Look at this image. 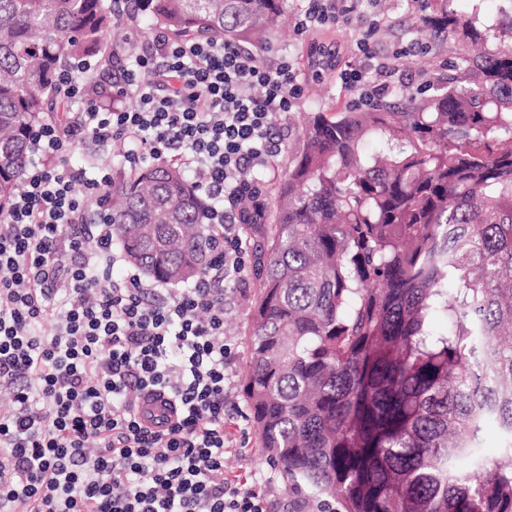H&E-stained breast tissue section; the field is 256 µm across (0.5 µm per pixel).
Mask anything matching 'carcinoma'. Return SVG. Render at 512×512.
<instances>
[{"instance_id":"carcinoma-1","label":"carcinoma","mask_w":512,"mask_h":512,"mask_svg":"<svg viewBox=\"0 0 512 512\" xmlns=\"http://www.w3.org/2000/svg\"><path fill=\"white\" fill-rule=\"evenodd\" d=\"M135 2L141 27L177 40L253 43L284 13V0ZM453 2L420 18L431 48L481 51L430 96L398 87L368 110L304 113L275 200L242 225L259 237L242 392L262 455L341 512H512V42L488 44ZM120 25L106 0H0V213L31 132L73 112L59 72L114 66ZM337 65L336 46L312 41V81ZM121 155L113 241L153 280L197 279L215 234L189 175Z\"/></svg>"}]
</instances>
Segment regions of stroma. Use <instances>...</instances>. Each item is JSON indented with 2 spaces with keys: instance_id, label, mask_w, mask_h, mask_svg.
Masks as SVG:
<instances>
[{
  "instance_id": "35a3bbf8",
  "label": "stroma",
  "mask_w": 512,
  "mask_h": 512,
  "mask_svg": "<svg viewBox=\"0 0 512 512\" xmlns=\"http://www.w3.org/2000/svg\"><path fill=\"white\" fill-rule=\"evenodd\" d=\"M429 7L428 0H379L377 8L389 21L376 36L379 49L399 41L426 44L428 38L419 32L418 20ZM454 7L492 37L512 39V0H456ZM315 101L328 108L349 104L351 97L332 78L319 85L306 84L296 110L274 114L275 125L284 127L296 122L298 113L309 111ZM243 278L241 287L229 289L224 296V342L230 350L224 362L227 376L224 432L230 442L224 451V475L248 487H261L268 512H336L335 501L321 502L311 486L283 478L277 469L260 459L256 428L242 395V376L248 362V329L257 287L251 272H244Z\"/></svg>"
}]
</instances>
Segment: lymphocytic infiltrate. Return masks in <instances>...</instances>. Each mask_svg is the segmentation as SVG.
Instances as JSON below:
<instances>
[{"label":"lymphocytic infiltrate","mask_w":512,"mask_h":512,"mask_svg":"<svg viewBox=\"0 0 512 512\" xmlns=\"http://www.w3.org/2000/svg\"><path fill=\"white\" fill-rule=\"evenodd\" d=\"M353 11L352 0H302L294 28L305 37ZM383 23L373 14L357 65L336 73L359 109L417 51L377 53ZM77 70L88 77L67 87L78 112L33 133L25 188L0 216V512H267L263 493L224 479L228 350L214 279L245 268L237 227L264 207L254 174L282 151L273 114L304 95L297 59L159 30L134 68L108 80L88 61ZM87 138L125 146L132 164L174 157L192 175L204 223L224 232L211 273L159 300L137 276L113 279L111 226L85 221L88 206L108 211L102 182L66 159ZM155 398L171 415H143Z\"/></svg>","instance_id":"lymphocytic-infiltrate-1"}]
</instances>
